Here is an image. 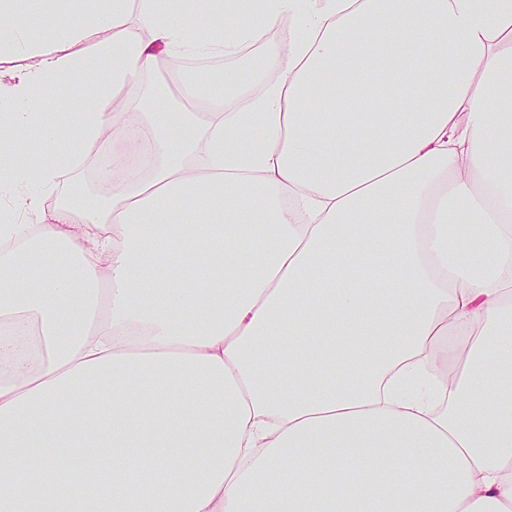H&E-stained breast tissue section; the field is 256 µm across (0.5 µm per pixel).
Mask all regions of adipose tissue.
<instances>
[{
  "mask_svg": "<svg viewBox=\"0 0 512 512\" xmlns=\"http://www.w3.org/2000/svg\"><path fill=\"white\" fill-rule=\"evenodd\" d=\"M21 2L0 512H512V0H42L20 30ZM261 38L279 77L246 108L128 102L149 164L44 211L63 167L15 133L123 142L110 95ZM51 88L84 109L46 114Z\"/></svg>",
  "mask_w": 512,
  "mask_h": 512,
  "instance_id": "ef3b65f1",
  "label": "adipose tissue"
}]
</instances>
